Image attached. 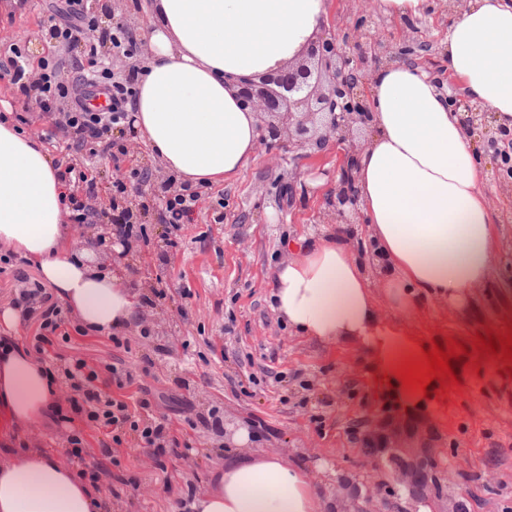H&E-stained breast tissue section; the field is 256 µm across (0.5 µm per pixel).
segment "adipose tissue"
<instances>
[{
    "label": "adipose tissue",
    "instance_id": "1",
    "mask_svg": "<svg viewBox=\"0 0 512 512\" xmlns=\"http://www.w3.org/2000/svg\"><path fill=\"white\" fill-rule=\"evenodd\" d=\"M150 53L132 104L153 160L180 184L232 181L254 159L260 116L238 97L242 78L297 62L329 16V0H151ZM445 77L385 60L367 80L368 137L353 160L360 237L332 225L300 236L274 268L271 307L289 331L325 346L358 345L406 415L432 418L448 402L401 384L424 360L412 321L423 299L465 312L484 288L501 237L484 190L487 158L469 134L458 95L512 128V0L449 5ZM67 189L54 157L0 122V251L34 265L41 282L91 334L137 323L140 293L125 273L73 249ZM46 366L25 347L0 345V409L34 425L54 408ZM236 457L215 465L192 512H325L308 470L235 436ZM75 467L40 449L0 461V512H105Z\"/></svg>",
    "mask_w": 512,
    "mask_h": 512
}]
</instances>
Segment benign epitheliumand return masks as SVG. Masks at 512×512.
Listing matches in <instances>:
<instances>
[{
  "label": "benign epithelium",
  "instance_id": "1",
  "mask_svg": "<svg viewBox=\"0 0 512 512\" xmlns=\"http://www.w3.org/2000/svg\"><path fill=\"white\" fill-rule=\"evenodd\" d=\"M331 27L336 32L309 41L297 64L240 84L242 104L269 117L260 128V144L271 169L281 167L288 152L321 149L331 141L351 150L360 146L358 131L369 121L362 87L370 64L393 55L387 44H362L343 15L336 17ZM340 175L327 198L328 212L338 224H354L359 215L358 198L348 167H341ZM147 180L164 189L169 198L186 192L162 174L149 171ZM428 437L423 430H413L397 436L391 447L386 426L377 424L368 434L374 447L366 453L374 466L388 457L394 464L398 488L414 497L432 498L431 477L444 469L437 450L424 444Z\"/></svg>",
  "mask_w": 512,
  "mask_h": 512
}]
</instances>
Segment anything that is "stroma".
Segmentation results:
<instances>
[{
	"mask_svg": "<svg viewBox=\"0 0 512 512\" xmlns=\"http://www.w3.org/2000/svg\"><path fill=\"white\" fill-rule=\"evenodd\" d=\"M62 0H0V62L13 49L25 59L47 60L70 86L80 87L84 72L103 62L76 66L75 50L47 42L51 19L60 18ZM415 34L394 19L373 13L362 27L365 43L393 47L409 40L428 42L416 64L436 73L437 49L448 30L446 14L428 12ZM0 101L25 132L40 128L43 146L58 161L73 159L97 183L95 197L110 211L112 183L153 160L147 147L121 160L106 153L69 148L61 113L31 108L8 80L0 79ZM342 155L335 147L307 152L281 168H268L264 150L229 185L203 186L182 224L176 246H168L169 216L156 197L143 216V237L122 246L96 240L91 225L76 224V250L91 249L96 260L118 264L145 290L135 327L118 337L82 332L70 311H62V335L54 336L49 366L58 373L55 405L49 416L23 428L0 411V461L26 448H43L79 472L96 475L109 512H180L188 494L203 489L212 467L233 446L232 435L246 429L255 449L277 453L309 468L328 503L344 486L376 495L392 485L390 467L372 466L365 440L379 423L410 429L379 387L365 354L352 343L323 347L288 332L272 311L267 275L284 256L289 239L322 228L326 201L310 181H335ZM501 170L485 186L502 237L493 274L468 312L455 316L434 300H424L418 326L427 337L475 341L493 326L506 333L512 324V193L503 191ZM83 359L112 398L140 415V398H149L151 416L167 418L180 446L157 453L134 437L114 445L105 430L75 415L74 392L61 375ZM471 365L448 395V409L427 427L447 457L449 503L465 501L469 512H512V377L492 355L470 354ZM128 370L130 383L117 386L111 365ZM85 441L81 457L69 438Z\"/></svg>",
	"mask_w": 512,
	"mask_h": 512,
	"instance_id": "1",
	"label": "stroma"
}]
</instances>
